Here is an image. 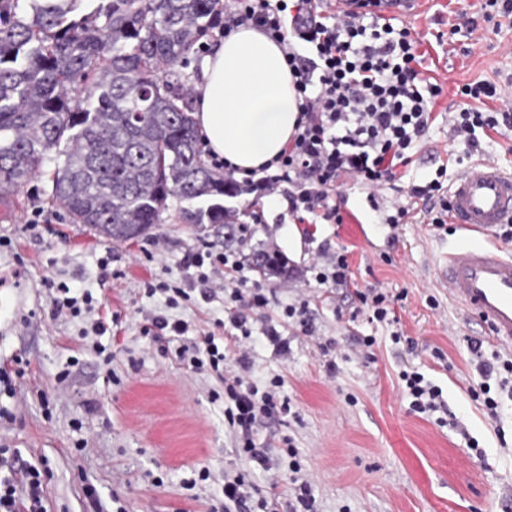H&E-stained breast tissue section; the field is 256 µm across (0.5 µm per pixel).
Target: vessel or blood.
<instances>
[{
    "mask_svg": "<svg viewBox=\"0 0 512 512\" xmlns=\"http://www.w3.org/2000/svg\"><path fill=\"white\" fill-rule=\"evenodd\" d=\"M450 221L462 233L436 261L433 276L455 305L512 347V255L489 238L512 222V172L487 162L459 173L449 190Z\"/></svg>",
    "mask_w": 512,
    "mask_h": 512,
    "instance_id": "vessel-or-blood-1",
    "label": "vessel or blood"
}]
</instances>
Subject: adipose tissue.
Returning a JSON list of instances; mask_svg holds the SVG:
<instances>
[{
	"label": "adipose tissue",
	"instance_id": "ef3b65f1",
	"mask_svg": "<svg viewBox=\"0 0 512 512\" xmlns=\"http://www.w3.org/2000/svg\"><path fill=\"white\" fill-rule=\"evenodd\" d=\"M203 79L193 118L206 150L240 178L282 152L300 110L281 45L258 28L240 26L204 59Z\"/></svg>",
	"mask_w": 512,
	"mask_h": 512
}]
</instances>
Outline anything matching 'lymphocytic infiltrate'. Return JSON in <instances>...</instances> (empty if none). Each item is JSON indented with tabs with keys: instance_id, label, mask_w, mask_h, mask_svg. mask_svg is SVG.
I'll list each match as a JSON object with an SVG mask.
<instances>
[{
	"instance_id": "lymphocytic-infiltrate-1",
	"label": "lymphocytic infiltrate",
	"mask_w": 512,
	"mask_h": 512,
	"mask_svg": "<svg viewBox=\"0 0 512 512\" xmlns=\"http://www.w3.org/2000/svg\"><path fill=\"white\" fill-rule=\"evenodd\" d=\"M252 25L279 43L295 78L301 99L296 130L282 153L261 168L260 175L244 179L247 190L266 197L283 192L298 224H340L344 217L333 202L337 184L350 179L378 192L398 179L410 154L436 119L435 100L443 89L419 79L421 40L410 27L384 18L376 0H357L350 8L336 0H233L224 15V32ZM465 104L448 115V146L472 157L481 150L482 134L512 128V112H483L475 100L497 99L501 91L489 83H467L457 89ZM447 163L438 164L427 179H409L388 216L389 224L408 223L423 212L436 229L448 222ZM196 268L198 282L209 283V269L223 268L232 283L231 300L224 306V331L235 341L234 350L220 349L214 334L198 336L177 347V360L186 368L209 373L224 384V423L235 442L242 468L225 475L224 502L235 512H316L315 497L296 448H288V469L270 479L271 487L287 483V502L258 495L252 471L266 467L264 444L257 435L264 419L277 408L272 379L267 390L245 377L251 368L247 347L253 315L270 298L253 283L248 268L234 253L215 252L199 241L183 259ZM360 310L368 323L389 327L393 342L403 332L395 313L399 298L382 288L356 290ZM51 314L73 317L96 309L86 288L58 283L51 296ZM477 380L470 396L481 403L487 417L498 420L501 399L512 397V358L486 357L481 342L468 344ZM403 390L411 411L447 413L442 389L417 370L402 371ZM47 484L40 469L22 460L18 451L0 448V512H47Z\"/></svg>"
}]
</instances>
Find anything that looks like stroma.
Masks as SVG:
<instances>
[{"instance_id":"stroma-1","label":"stroma","mask_w":512,"mask_h":512,"mask_svg":"<svg viewBox=\"0 0 512 512\" xmlns=\"http://www.w3.org/2000/svg\"><path fill=\"white\" fill-rule=\"evenodd\" d=\"M485 0H425L404 24L422 37V79L439 83L433 123L409 167L413 177L434 170L433 154L448 144V115L460 102L458 85L512 81V17L484 21ZM47 177L32 181L19 194L0 200V364L25 362L21 391L8 400L13 419L0 420V445L18 449L38 466L48 487V512H212L220 505L225 472L240 462L232 435L224 427V385L214 377L182 368L161 343L140 336L142 312L165 313L223 335L225 294L194 306L167 308L163 295L146 297L143 279L174 282L184 278L185 254L206 240L216 250L232 248L240 258L265 246L288 260V278L263 279L275 301L257 311L250 343L249 379L259 388L272 378L283 381L278 397L291 412L277 416L259 437L281 462L294 443L309 479L317 512H512V401H505L500 423H492L469 395L472 369L468 340L483 343L485 353L512 348L489 340L485 328L448 299L435 285L436 256L447 249L449 234L415 219L391 231L377 232L397 197L396 188L379 194L345 181L336 197L344 223L319 225L308 239L279 194L254 199L245 193L225 199L226 208L248 227L246 236L225 244L212 224H188L183 202L169 199L160 224L139 239L114 243L83 224H72L48 201ZM57 228V235L35 236L27 227L34 209ZM259 219H252V212ZM164 245L162 256L145 253L152 240ZM347 248L350 267L362 288L378 286L404 293L395 306L404 336L392 342L382 328L351 322V301L317 284L312 265L320 244ZM112 252L113 279L97 263ZM87 288L104 312H120L122 326L102 338L81 336L90 316L54 317L44 279ZM435 296L438 308L427 298ZM309 297L313 333L293 335L285 306ZM273 324L289 337L287 353H278L262 336ZM376 336L371 348L357 342ZM105 353H97L96 344ZM335 350L328 369L324 349ZM71 373L64 382L56 375ZM415 367L438 385L448 406L465 424L460 435L436 418L412 413L400 374ZM47 394L49 406L39 396ZM477 438L475 457L465 442ZM208 466L211 481L187 488L194 465ZM94 486L103 505L95 510L85 496Z\"/></svg>"}]
</instances>
